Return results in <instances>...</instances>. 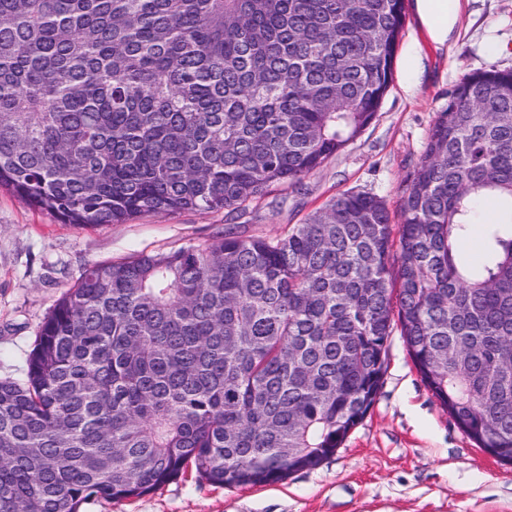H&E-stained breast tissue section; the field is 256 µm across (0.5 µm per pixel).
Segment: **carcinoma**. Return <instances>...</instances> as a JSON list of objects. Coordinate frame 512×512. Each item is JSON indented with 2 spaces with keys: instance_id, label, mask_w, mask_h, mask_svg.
<instances>
[{
  "instance_id": "obj_1",
  "label": "carcinoma",
  "mask_w": 512,
  "mask_h": 512,
  "mask_svg": "<svg viewBox=\"0 0 512 512\" xmlns=\"http://www.w3.org/2000/svg\"><path fill=\"white\" fill-rule=\"evenodd\" d=\"M405 0H0V187L77 229L241 210L365 131ZM487 261L458 256L476 207ZM275 236L93 264L0 379V512H80L189 471L278 483L372 408L388 341L512 463V70L465 75L405 178Z\"/></svg>"
}]
</instances>
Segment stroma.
Masks as SVG:
<instances>
[{
  "label": "stroma",
  "mask_w": 512,
  "mask_h": 512,
  "mask_svg": "<svg viewBox=\"0 0 512 512\" xmlns=\"http://www.w3.org/2000/svg\"><path fill=\"white\" fill-rule=\"evenodd\" d=\"M459 3L439 45L406 0L393 81L376 118L301 189L275 188L230 216L184 211L88 229L0 190V378H24L45 316L89 265L201 244L231 223L274 235L347 191L398 210L405 177L455 84L469 72L512 68V0ZM82 512H512V465L454 424L396 333L372 409L329 462L271 485L216 487L189 476L139 498L89 499Z\"/></svg>",
  "instance_id": "35a3bbf8"
}]
</instances>
